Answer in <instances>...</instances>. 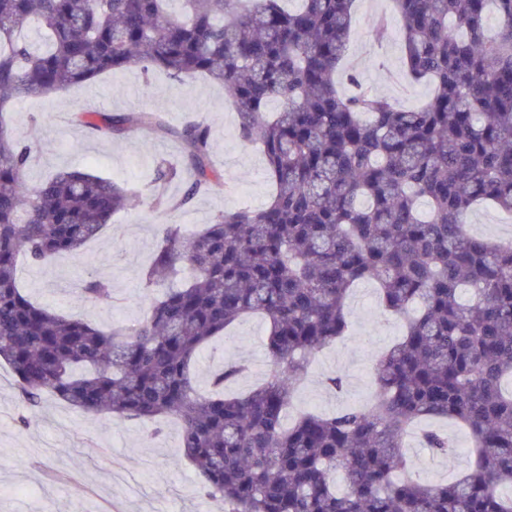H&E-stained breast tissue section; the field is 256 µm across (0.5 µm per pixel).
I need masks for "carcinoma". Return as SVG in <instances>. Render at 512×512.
<instances>
[{"mask_svg": "<svg viewBox=\"0 0 512 512\" xmlns=\"http://www.w3.org/2000/svg\"><path fill=\"white\" fill-rule=\"evenodd\" d=\"M169 2L0 0V361L27 412L52 396L153 422L156 435L176 419L220 512H512V246L466 230L478 203L512 216V0H393L405 70L432 86L418 109L351 72V91L337 90L355 0H180L178 14ZM34 24L44 48L23 35ZM135 65L221 84L275 193L193 235L163 225L142 276L162 293L144 317L103 329L34 302L18 269L79 252L132 190L77 169L28 187L32 150L4 111ZM76 120L114 137L164 127L146 111ZM179 138L192 180L169 200L180 170L159 162L153 207H183L217 179L208 127ZM365 280L404 327L373 367L377 398L287 419L310 356L347 333L346 299ZM78 294L110 297L112 283L91 277ZM252 314L267 323L262 382L224 393L246 370L229 361L201 389L200 352ZM425 419L469 430L472 470L450 483L399 476ZM421 439L436 457L454 452L435 429Z\"/></svg>", "mask_w": 512, "mask_h": 512, "instance_id": "carcinoma-1", "label": "carcinoma"}]
</instances>
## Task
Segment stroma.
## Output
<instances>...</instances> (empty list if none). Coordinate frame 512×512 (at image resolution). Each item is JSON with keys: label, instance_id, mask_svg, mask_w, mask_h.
I'll use <instances>...</instances> for the list:
<instances>
[{"label": "stroma", "instance_id": "35a3bbf8", "mask_svg": "<svg viewBox=\"0 0 512 512\" xmlns=\"http://www.w3.org/2000/svg\"><path fill=\"white\" fill-rule=\"evenodd\" d=\"M390 13L388 0H357L342 67L358 73L363 83L399 107H417L431 90L405 71L399 25L391 24L385 36L376 34L377 22ZM133 110L159 113L166 133L132 128L122 136L105 137L75 119L80 112ZM6 120L32 149L30 183L43 182L62 169H80L137 192L131 206L114 215L79 256L26 264L19 273L21 287L37 300L103 328L143 315L148 291L142 275L156 250L160 225L179 224L192 232L222 211L261 207L273 193L261 151L239 140L238 116L223 87L206 78L183 83L160 71L146 74L131 66L62 92L22 98L10 106ZM192 120L209 126L212 163L222 178L184 208L150 207L156 164L180 158L178 133ZM93 276L111 280V298L76 303L77 288ZM373 288L370 282L356 285L347 302L349 331L316 355L295 396L297 410L332 414L375 398L373 363L397 341L401 327L378 303H366L364 293ZM265 340L260 317L243 319L201 352L195 363L198 377L222 362H242L249 371L229 389L246 391L269 367ZM331 375L342 378V390L326 386ZM22 411L12 371L1 364L0 512H209L212 503L183 458L177 425H168L154 438L150 423L89 415L50 397L34 424L22 429L16 424ZM436 427L452 440L456 454L432 457L416 438H409L412 471L426 480L449 481L472 465L471 439L453 423L440 421Z\"/></svg>", "mask_w": 512, "mask_h": 512}]
</instances>
